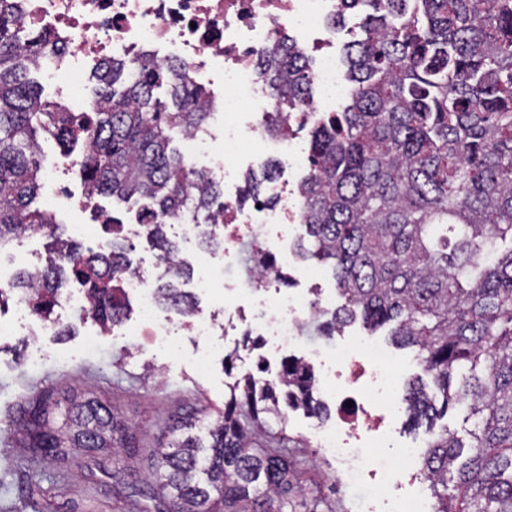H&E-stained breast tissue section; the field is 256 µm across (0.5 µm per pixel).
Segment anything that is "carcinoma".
Listing matches in <instances>:
<instances>
[{"label":"carcinoma","instance_id":"cac0c4a2","mask_svg":"<svg viewBox=\"0 0 512 512\" xmlns=\"http://www.w3.org/2000/svg\"><path fill=\"white\" fill-rule=\"evenodd\" d=\"M360 6L370 9L366 23L344 46L349 103L311 131L302 185L311 247L298 244V256L332 269L343 303L331 325L393 322L394 342L417 348L441 403L420 376L403 401L414 421L430 423L423 470L436 512H512V0H340L343 13ZM19 32L11 0H0V244L33 228L52 257L36 278L20 270L0 298L48 316L76 281L102 329L127 318L122 225H104L106 249L85 250L53 214L30 209L42 132L66 149L90 142L86 177L97 193L150 203V242L177 268L156 280L158 297L191 311L194 299L176 286L191 268L163 224L223 218L224 190L170 147L172 132L206 123L201 89L183 65L112 63L93 74L100 111L61 112L31 79L53 41ZM261 70L278 111H302L309 55L288 44ZM314 389L310 366L289 358L274 378L238 379L224 408L174 416L168 442L151 450L161 479L145 494L154 512H283L303 495L294 449L304 444L271 434L268 420L284 422L281 395L326 416ZM64 401L57 412L54 393L37 392L11 422L30 457L68 464L77 454L138 453V429L109 401L79 387ZM454 404L475 420L467 445L431 426Z\"/></svg>","mask_w":512,"mask_h":512}]
</instances>
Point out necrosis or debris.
I'll return each mask as SVG.
<instances>
[{
  "mask_svg": "<svg viewBox=\"0 0 512 512\" xmlns=\"http://www.w3.org/2000/svg\"><path fill=\"white\" fill-rule=\"evenodd\" d=\"M340 0H19L24 32L49 34L55 54L41 66L47 81L69 80L80 86L86 72L107 61L130 63L147 56L165 63L176 60L189 67L206 93L202 101L208 122L183 137L191 156L206 155L208 180L224 186L221 249L211 258L225 269L241 268V247L253 245L272 264L266 272L249 269L241 278V298L251 300L254 320L249 335L267 336L275 350L300 347L302 330L327 311L326 298L291 294L281 289L279 276L294 266V243L301 226L300 173L310 154L297 135L275 137L267 124L275 103L259 76L260 64L275 47L293 44L315 55L314 79L319 98L289 115L291 124L316 123L325 107L345 95L344 77L336 64V30L332 23ZM282 167L267 178L266 188L245 200L247 177L263 169L269 157ZM84 154L69 155L43 171L44 196L51 205L74 200L69 177L82 172ZM95 194L81 182L79 204ZM162 261L134 265L124 280L125 294L134 296L140 322L158 323L161 307L155 279ZM324 388L336 399V422L314 423L319 451L334 461L336 476L360 482L380 470L368 451L381 447L391 433L386 400L393 387L395 362L370 337L355 336L336 349L333 360L319 359Z\"/></svg>",
  "mask_w": 512,
  "mask_h": 512,
  "instance_id": "4bbe7bcc",
  "label": "necrosis or debris"
}]
</instances>
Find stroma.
<instances>
[{"mask_svg": "<svg viewBox=\"0 0 512 512\" xmlns=\"http://www.w3.org/2000/svg\"><path fill=\"white\" fill-rule=\"evenodd\" d=\"M52 318L49 330L35 336L12 310H0V323L9 327L0 334V506L12 512L32 508L29 470L19 466L18 434L9 429L8 420L39 389L51 387L61 394L79 385L107 399L129 424L142 429L140 452L145 455L170 415L200 405L223 407L229 386L255 371L259 361H266L274 374L283 359L272 351L267 337H259L254 346L245 344L236 320L206 342L187 332L164 341L127 336L119 328L104 335L78 309H55ZM208 343L217 351L201 370L197 358ZM229 354L234 367L228 371L224 358ZM286 415V422H272V429H284L288 436L307 442L309 417L291 409ZM298 454L307 498L330 500L336 512H367L372 500L364 489L337 482L332 464L315 446L307 442ZM33 469L42 477L48 512H126L122 500L100 491L118 469L114 456L84 458L67 470L44 459Z\"/></svg>", "mask_w": 512, "mask_h": 512, "instance_id": "1", "label": "stroma"}]
</instances>
